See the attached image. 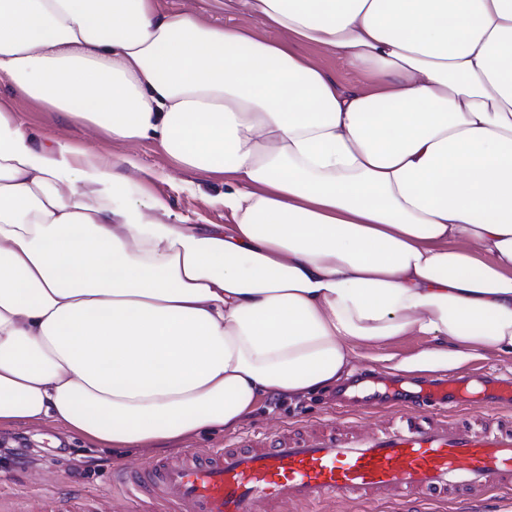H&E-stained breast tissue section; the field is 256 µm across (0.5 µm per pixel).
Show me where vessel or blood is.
<instances>
[{
	"label": "vessel or blood",
	"instance_id": "b4317fda",
	"mask_svg": "<svg viewBox=\"0 0 512 512\" xmlns=\"http://www.w3.org/2000/svg\"><path fill=\"white\" fill-rule=\"evenodd\" d=\"M484 383L489 411L512 406L511 377ZM337 399L356 411L380 403L379 393L351 386ZM469 400L467 379L450 375L420 395L395 399L396 423L388 428L322 420L115 475L132 495H150L170 512H278L279 505L313 504L331 494L380 500L510 489L512 429L494 424L470 433L443 416Z\"/></svg>",
	"mask_w": 512,
	"mask_h": 512
}]
</instances>
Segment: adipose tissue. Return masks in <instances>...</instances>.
Instances as JSON below:
<instances>
[{
	"label": "adipose tissue",
	"mask_w": 512,
	"mask_h": 512,
	"mask_svg": "<svg viewBox=\"0 0 512 512\" xmlns=\"http://www.w3.org/2000/svg\"><path fill=\"white\" fill-rule=\"evenodd\" d=\"M0 0V75L112 141L224 181L227 224L153 219L127 155L34 147L0 104V426L105 448L236 425L340 380L512 351V0ZM310 45L368 76L339 86ZM156 4L161 14L193 11L216 25H248L264 30L257 20L240 12L224 10V0H157ZM264 31L269 38L278 36V33L273 30L265 29Z\"/></svg>",
	"instance_id": "1"
}]
</instances>
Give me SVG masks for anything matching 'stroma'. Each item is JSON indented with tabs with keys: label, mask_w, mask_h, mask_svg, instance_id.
<instances>
[{
	"label": "stroma",
	"mask_w": 512,
	"mask_h": 512,
	"mask_svg": "<svg viewBox=\"0 0 512 512\" xmlns=\"http://www.w3.org/2000/svg\"><path fill=\"white\" fill-rule=\"evenodd\" d=\"M160 13L193 11L216 25H253V18L225 9L222 0H156ZM0 101L7 103L35 142L57 139L72 145L85 144L91 137L83 124L71 123L60 113L15 95L9 80L0 76ZM99 153L111 156L126 152L150 174L148 190L162 199L174 224H223L227 218L218 198L224 192L220 180H208L176 166L158 143L141 140L126 148L100 138ZM444 344L432 336H402L383 346H360L352 361L353 370L369 373L371 391H420L429 372H400L399 362L425 350H440ZM458 375L512 377V352L479 349L457 370ZM336 386L321 387L301 396L266 398L234 428L205 431L151 448H96L78 437L63 435L51 423H27L0 427V491L11 497L19 512H40L46 493L66 496L82 493L106 498L108 512H151L150 502H131L124 489L112 482V470L171 458L188 448H218L241 433L260 427H295L329 415ZM421 512H512V491L494 490L466 494L423 505Z\"/></svg>",
	"instance_id": "stroma-1"
}]
</instances>
